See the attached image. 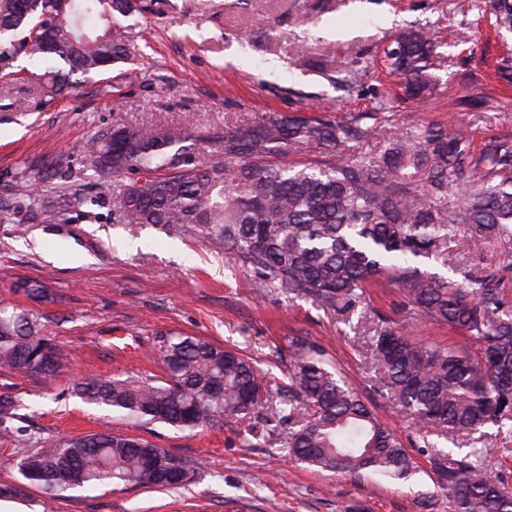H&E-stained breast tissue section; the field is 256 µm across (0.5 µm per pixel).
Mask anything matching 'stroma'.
Here are the masks:
<instances>
[{"label":"stroma","instance_id":"obj_1","mask_svg":"<svg viewBox=\"0 0 512 512\" xmlns=\"http://www.w3.org/2000/svg\"><path fill=\"white\" fill-rule=\"evenodd\" d=\"M132 60L122 74L80 78L75 91L46 93L27 78L31 63L0 60V186L24 167L69 164L93 205L83 214L42 223L25 214L0 221V302L39 316L69 362L52 378L0 369V394L22 400L16 428L22 446L0 440V484L20 486L19 512H454L438 486L432 458L445 439L424 444L414 422L388 401L375 377L370 338L402 328L430 344L463 343L461 331L420 322L398 289L374 279L367 310L327 312L278 289L260 290L234 255L152 226L120 223L111 193H99L80 166V150L120 123L160 131L189 127L197 155L222 159L225 128L275 112L330 116L369 107L393 81L368 70L401 27L429 24L442 44L432 77L438 85L422 119L461 123L474 145L512 135V91L489 72L512 37L477 26L468 0H142ZM361 72L357 87L341 85ZM485 97L480 116L461 111L462 97ZM41 284L29 296L16 283ZM182 333L239 350L272 393L286 383L288 340L306 336L357 386L394 429L417 469L406 480L350 478L289 460L272 410L258 406L243 421L205 430L165 424L130 428L118 412L72 393L85 377L159 380L156 335ZM260 434L245 444L241 432ZM136 431L166 453L199 465L181 488L100 485L51 493L25 482L19 458L63 436Z\"/></svg>","mask_w":512,"mask_h":512}]
</instances>
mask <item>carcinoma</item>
Here are the masks:
<instances>
[{"label":"carcinoma","mask_w":512,"mask_h":512,"mask_svg":"<svg viewBox=\"0 0 512 512\" xmlns=\"http://www.w3.org/2000/svg\"><path fill=\"white\" fill-rule=\"evenodd\" d=\"M477 20L512 33V0H472ZM139 0H0V39L38 64L37 80L60 94L73 77L102 74L130 60ZM400 51L376 59L401 80L407 98H430L429 70L441 43L425 25L395 35ZM497 81L512 86V54L495 61ZM391 98L340 120L274 114L224 132V158L196 157L186 129L164 132L118 124L84 148L81 166L112 188V210L125 224L152 225L233 253L262 288L304 296L328 311L348 312L366 299L376 277L396 284L421 320L468 333L476 346L439 347L401 329L373 337L375 372L418 428L446 439L492 424L512 430V264H471L474 253L512 252V137H493L479 150L468 130H448L407 113L403 129L386 139ZM307 151L304 160L288 157ZM134 175L127 184L111 182ZM60 186L40 200L30 178ZM14 209L35 220H59L88 203L69 166L23 170L9 185ZM448 266L445 278L413 265ZM160 381L86 378L73 387L83 402L128 420L178 429L244 420L270 401L254 365L239 352L187 335H162L155 345ZM288 398L274 408L288 423V456L342 476L404 478L414 461L384 421L305 336L289 342ZM66 358L38 318L0 303V367L52 376ZM20 404L0 395V436L20 443L11 426ZM164 457L184 471L160 477ZM440 486L455 512H512L505 476L488 462L452 450L433 457ZM32 485L54 492L101 483L177 486L190 469L136 435L96 432L67 436L17 463Z\"/></svg>","instance_id":"cac0c4a2"}]
</instances>
